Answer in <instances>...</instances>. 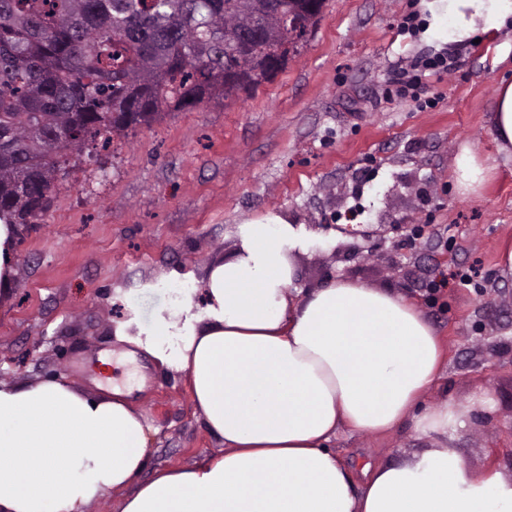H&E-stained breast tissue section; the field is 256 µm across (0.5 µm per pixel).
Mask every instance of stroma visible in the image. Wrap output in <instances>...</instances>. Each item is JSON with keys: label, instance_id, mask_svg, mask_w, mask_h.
Returning <instances> with one entry per match:
<instances>
[{"label": "stroma", "instance_id": "stroma-1", "mask_svg": "<svg viewBox=\"0 0 512 512\" xmlns=\"http://www.w3.org/2000/svg\"><path fill=\"white\" fill-rule=\"evenodd\" d=\"M411 11L416 31L399 34ZM426 18L421 0H326L298 54L254 92L170 113L104 149L86 145L51 208L17 239L16 285L0 307V382L58 376L88 391L97 378L132 389L150 428L146 479L221 452L185 377L145 376L110 330L125 312L120 295L136 293L150 317L168 299L156 280L201 275L232 255L242 222L275 211L310 241L289 255L295 287L345 280L416 301L446 355L425 407L469 406L449 447L473 472L511 476L512 275L499 256L512 241V159L499 153L489 114L496 84L512 81V32L443 44L425 37ZM435 54L459 62L429 79V106L387 98L396 72ZM465 142L494 171L464 195L454 169ZM352 222L375 236L354 241L341 231ZM398 224L422 225L415 246L396 248ZM441 278L445 288L429 294ZM437 441L407 423L385 436L342 432L329 447L355 469Z\"/></svg>", "mask_w": 512, "mask_h": 512}]
</instances>
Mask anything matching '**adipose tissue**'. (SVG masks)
I'll return each instance as SVG.
<instances>
[{
	"label": "adipose tissue",
	"mask_w": 512,
	"mask_h": 512,
	"mask_svg": "<svg viewBox=\"0 0 512 512\" xmlns=\"http://www.w3.org/2000/svg\"><path fill=\"white\" fill-rule=\"evenodd\" d=\"M426 34L466 44L512 22V0H422ZM491 121L512 155V82ZM287 217L244 221L228 259L178 280L151 317L116 321V342L187 377L205 429L224 447L142 479L149 429L122 391L91 394L61 377L0 383V512H83L118 491V512H512V477L473 473L446 445L366 467L355 482L328 444L340 427L377 434L411 422L447 434L465 413L421 410L440 376L439 339L416 304L336 281L292 293Z\"/></svg>",
	"instance_id": "ef3b65f1"
}]
</instances>
